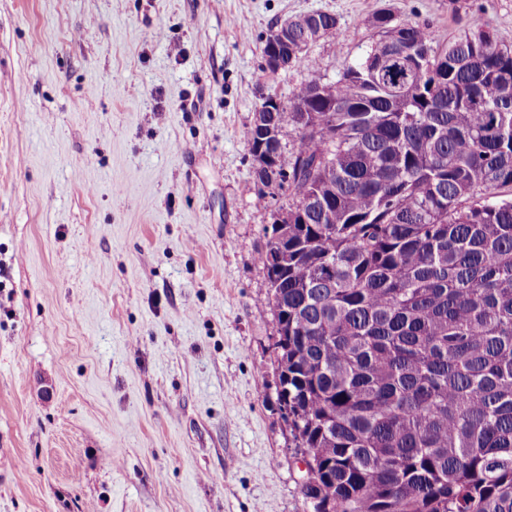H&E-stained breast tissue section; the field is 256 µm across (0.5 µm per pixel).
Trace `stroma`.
Instances as JSON below:
<instances>
[{
  "mask_svg": "<svg viewBox=\"0 0 512 512\" xmlns=\"http://www.w3.org/2000/svg\"><path fill=\"white\" fill-rule=\"evenodd\" d=\"M486 30L512 0H0V512H313L277 399L245 140L285 20L334 80L377 34Z\"/></svg>",
  "mask_w": 512,
  "mask_h": 512,
  "instance_id": "obj_1",
  "label": "stroma"
}]
</instances>
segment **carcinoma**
I'll use <instances>...</instances> for the list:
<instances>
[{
  "instance_id": "1",
  "label": "carcinoma",
  "mask_w": 512,
  "mask_h": 512,
  "mask_svg": "<svg viewBox=\"0 0 512 512\" xmlns=\"http://www.w3.org/2000/svg\"><path fill=\"white\" fill-rule=\"evenodd\" d=\"M295 18L309 78L277 113L296 133L265 228L267 304L288 422L319 460L315 512H512V47L436 44L377 12L380 39L333 81ZM431 69L406 78L413 52ZM313 111L308 132L296 109Z\"/></svg>"
}]
</instances>
